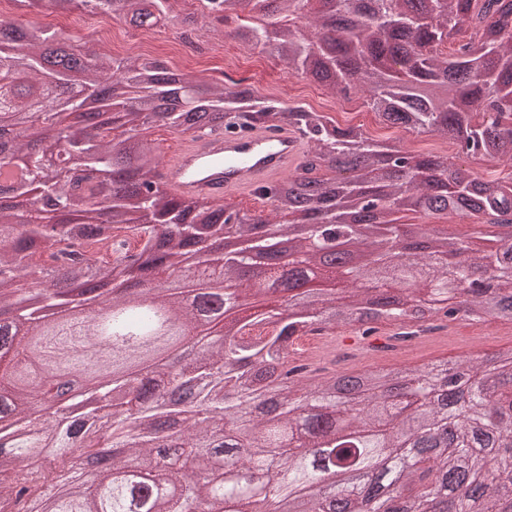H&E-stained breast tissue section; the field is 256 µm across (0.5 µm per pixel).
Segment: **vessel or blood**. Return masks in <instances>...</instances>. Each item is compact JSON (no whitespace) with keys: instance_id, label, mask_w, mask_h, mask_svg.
<instances>
[{"instance_id":"vessel-or-blood-1","label":"vessel or blood","mask_w":512,"mask_h":512,"mask_svg":"<svg viewBox=\"0 0 512 512\" xmlns=\"http://www.w3.org/2000/svg\"><path fill=\"white\" fill-rule=\"evenodd\" d=\"M304 150L300 135L287 128H205L189 134L167 155L157 180L176 197L200 196L215 203L253 193L286 176Z\"/></svg>"}]
</instances>
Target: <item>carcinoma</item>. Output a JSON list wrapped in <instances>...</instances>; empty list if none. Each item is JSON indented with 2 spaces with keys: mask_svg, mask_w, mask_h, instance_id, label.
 Listing matches in <instances>:
<instances>
[{
  "mask_svg": "<svg viewBox=\"0 0 512 512\" xmlns=\"http://www.w3.org/2000/svg\"><path fill=\"white\" fill-rule=\"evenodd\" d=\"M93 16L144 30L190 22L172 0H81ZM217 23L247 13L252 25L224 32L263 46L288 66L324 83L330 93L361 88L374 112L393 127L439 133L487 163L512 164V0H222ZM312 30L296 25L298 12ZM464 37L448 58L450 34ZM49 26L0 18V123L19 129L15 154L26 165L0 177L42 206L0 209V361L12 358L11 387L0 388V512H373L354 496L353 480L385 470L394 488L384 512H512V357L498 355L457 405L446 392L427 400L438 365L376 366L361 396L341 398L347 377L295 362L294 343L348 326L365 339L386 322L390 338L409 340L437 323L485 316L512 322V180L488 181L448 162L382 149L355 128L300 106L259 97L247 88L213 86L174 71L160 59L117 58L79 50ZM391 57L400 69L389 72ZM231 120L300 131L310 148L294 174L260 195L284 220L273 223L212 204L172 196L155 182L161 149L130 132L155 127L186 135ZM50 123L67 149L48 159L44 139L29 133ZM78 164L70 165L68 160ZM106 204L112 225L75 224ZM396 210L447 220L475 219L479 236L439 224L425 228L423 251L406 268L391 263L400 225ZM220 226L240 248L217 254L206 230ZM293 243L288 272L273 264L264 301L224 326L180 369L158 377L161 356L194 342V322L176 288H149L172 257L190 277L231 283L253 251L274 238ZM351 244L362 260L352 269L320 266L321 254ZM81 278L95 268L136 271L174 326L152 353L130 363H91L62 348L148 342L159 328L153 309L128 306L78 336L54 332L28 306L14 280L31 257ZM461 257L451 269L440 255ZM357 278L374 292L348 296L323 283ZM447 304L444 315L412 330L411 302ZM91 375L112 393V412L81 423L83 447L71 445L70 409L40 428L27 411L47 397L58 373ZM201 383L193 399L176 394ZM448 428V445L407 458L402 448ZM223 448L267 480L256 493L217 467ZM309 448H326L315 468Z\"/></svg>",
  "mask_w": 512,
  "mask_h": 512,
  "instance_id": "1",
  "label": "carcinoma"
}]
</instances>
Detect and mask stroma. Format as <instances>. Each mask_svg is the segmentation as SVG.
<instances>
[{"instance_id":"1","label":"stroma","mask_w":512,"mask_h":512,"mask_svg":"<svg viewBox=\"0 0 512 512\" xmlns=\"http://www.w3.org/2000/svg\"><path fill=\"white\" fill-rule=\"evenodd\" d=\"M37 10L21 6L19 0L11 5L12 21L26 24L32 20L45 18ZM50 21H65L68 32L75 39H87L90 48L113 52L114 56H136L140 49L138 42L143 33L133 27H125L122 37L124 48H113L111 43L96 38H86V29L93 27L94 19L85 14L79 0H74L68 10L47 16ZM156 43L154 57L165 60L170 66L194 74L198 79L215 82L213 65L184 55L177 45L181 31L176 27L155 29L150 33ZM247 64L255 76L249 87L256 94L272 95L285 103L299 105L307 110L321 112L332 117L340 126L360 128L381 143L405 148L417 153H439L448 155L450 160L464 165L477 177L491 180L508 176L512 166L507 164L490 166L475 158L459 155L456 145L433 133L413 134L402 129L389 128L382 124L378 115L371 109L365 93L354 90L348 96H331L328 90L312 77L296 73L288 68L280 58L262 48L247 52ZM512 348V324L490 318L481 321L457 319L449 322L444 329L435 333L433 340L422 344L404 361L409 365H426L441 361H467L473 366H481L498 352Z\"/></svg>"}]
</instances>
